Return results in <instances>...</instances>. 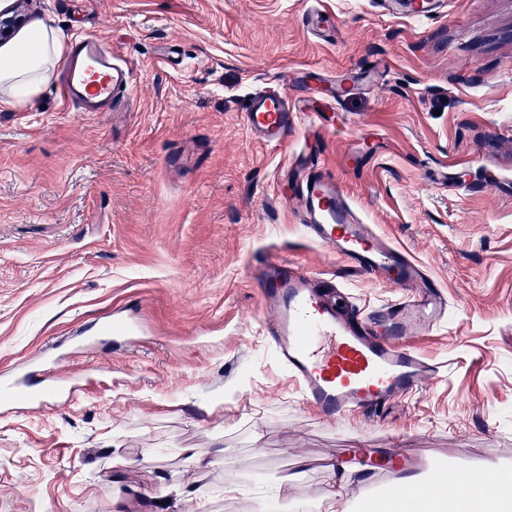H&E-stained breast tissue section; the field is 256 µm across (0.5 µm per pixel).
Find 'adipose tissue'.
Segmentation results:
<instances>
[{"label":"adipose tissue","instance_id":"1","mask_svg":"<svg viewBox=\"0 0 512 512\" xmlns=\"http://www.w3.org/2000/svg\"><path fill=\"white\" fill-rule=\"evenodd\" d=\"M66 51L52 21L38 20L0 46V108L26 105L49 83ZM383 512H512V494L461 471L441 470L424 481L402 478Z\"/></svg>","mask_w":512,"mask_h":512}]
</instances>
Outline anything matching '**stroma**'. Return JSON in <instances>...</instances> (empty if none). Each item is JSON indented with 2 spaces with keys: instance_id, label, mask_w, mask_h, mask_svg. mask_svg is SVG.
Segmentation results:
<instances>
[{
  "instance_id": "obj_1",
  "label": "stroma",
  "mask_w": 512,
  "mask_h": 512,
  "mask_svg": "<svg viewBox=\"0 0 512 512\" xmlns=\"http://www.w3.org/2000/svg\"><path fill=\"white\" fill-rule=\"evenodd\" d=\"M318 4L334 17L326 40L303 25ZM20 8L65 38L96 34L133 83L109 112L69 107L54 80L0 108V371L81 327L99 340L69 350L90 384L0 408V512H250L268 488L297 507L323 500L331 460L354 471L356 512L409 459L425 477L512 474V0H438L425 19L386 16L378 0ZM368 66L375 79L339 104L329 85L288 80ZM271 78L323 114L277 149L243 121ZM312 147L451 312L410 339L439 378L338 422L276 362L257 269L278 254L363 311L402 291L305 235L287 173ZM129 321L140 344L113 349L105 327Z\"/></svg>"
}]
</instances>
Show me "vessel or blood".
Wrapping results in <instances>:
<instances>
[{"instance_id":"1","label":"vessel or blood","mask_w":512,"mask_h":512,"mask_svg":"<svg viewBox=\"0 0 512 512\" xmlns=\"http://www.w3.org/2000/svg\"><path fill=\"white\" fill-rule=\"evenodd\" d=\"M131 87L129 69L97 36L81 33L72 39L60 85L69 105L103 112L128 96ZM320 119V112L289 98L276 81L250 95L244 114L247 127L269 148L284 145L299 127L315 126ZM290 174L298 221L307 236L407 294L380 310L363 312L339 304L335 284L268 256L257 281L277 362L306 404L338 417L416 394L424 382L438 377L440 367L403 338L433 329L444 318L448 303L440 286L406 249L383 243L364 224L335 176L317 160L298 155ZM39 374L54 390L75 378L74 372L50 365L42 351L19 370L0 376V393L26 392Z\"/></svg>"}]
</instances>
